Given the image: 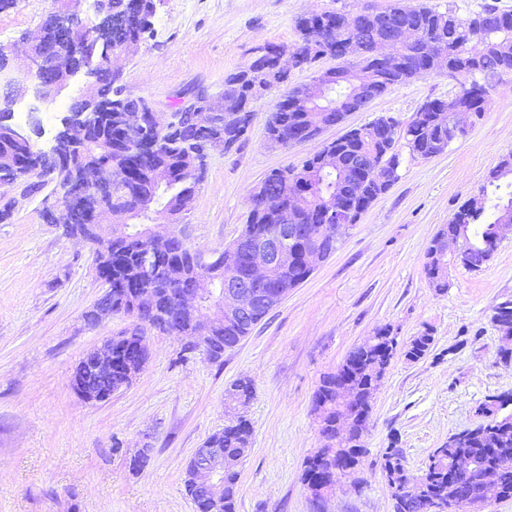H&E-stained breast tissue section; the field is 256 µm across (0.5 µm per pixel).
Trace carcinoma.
<instances>
[{
	"instance_id": "obj_1",
	"label": "carcinoma",
	"mask_w": 512,
	"mask_h": 512,
	"mask_svg": "<svg viewBox=\"0 0 512 512\" xmlns=\"http://www.w3.org/2000/svg\"><path fill=\"white\" fill-rule=\"evenodd\" d=\"M133 0H105V8L112 17V34L107 41L89 36L82 48L85 60H112L114 67L122 69L123 61L118 50L127 43L142 39L151 26L153 4L142 0L138 9L132 7ZM389 14L388 22L381 21L369 26L361 20H354L346 13L335 10L323 11L300 16L296 19L295 29L298 43L289 53L299 57V64L308 67L319 60L313 43L336 46L351 41L362 44L365 54L359 60L360 71L369 73L372 78L373 96L378 97L390 87L409 82L415 78L442 71L453 72L460 78V93L471 96V106L477 117H482L488 83L504 72L512 71V13L487 8L470 19H461L451 12H440L425 4L411 5L396 3L384 9ZM44 33L43 47L50 52L65 51L68 40L58 25L57 12H52L39 25ZM409 30L413 33L410 41L400 45L398 62L390 64L372 53L377 39ZM94 81L90 93L104 112L117 109L135 111L146 107V99L125 93L123 87L111 81L104 71L92 70ZM227 86L240 85L242 106L250 116H255L252 104L254 91L258 87L267 90L274 88L270 75L260 65H255L253 72L246 74L235 70L224 75ZM288 99L277 105L267 122L268 140L288 145V136L294 130L307 123L310 116L322 122L336 120L334 112L307 111L303 99L299 98L300 88L285 90ZM354 101L353 90L349 86H337L328 95V104L349 107ZM454 101L435 99L425 102L415 113L414 118L403 129L391 117L382 116L361 127L355 135H342L336 139L334 154L338 165L332 171L318 170L319 161L309 157L301 166L285 167L271 171L260 183L258 192L254 193L253 211L249 212L243 237H250L254 230L263 224L279 223L278 214L266 210L274 197L288 203V182L281 173L292 175L293 185H301L308 191L306 208L296 209L294 213L302 224H322L324 218L322 207L328 199L341 203H351V219L345 224L344 231H349L358 223L361 215L379 195L385 193L399 179L400 154L391 148L393 141L404 140L410 153L414 156H432L444 152L436 143L448 138V128L439 124L440 113L450 110ZM246 116L224 119V150H229L245 138L243 134ZM212 137L209 128L197 123L193 114L184 113L181 126L166 131L158 136L156 148L149 154L134 155L135 132L107 120L102 128L92 136L79 154L56 159L52 155H43L32 142H11L0 139V159L8 156L13 164L35 173L36 180L43 184H52L63 177L67 166H79L83 163H99L119 167L129 172L130 187L121 198L125 204L134 209L139 202V194L144 193L154 198L153 206L161 207L182 193H195L199 181L192 171L194 161L199 158L202 145ZM369 157L380 164L378 174L370 177L365 171L363 159ZM163 166L169 170L167 181L155 184L153 170ZM512 176V155L500 160L491 168L485 183L480 187L478 198L494 196L491 211H486L485 204L475 205L474 201L464 204L454 215L453 220L440 228L446 232L453 229L454 221L465 225L468 232L466 240L472 250V261L486 264L490 261L485 254L486 246L496 235L499 213L502 208H512V182L503 181ZM96 262L105 263L112 268V312L129 315L133 312V300L137 293L151 291L156 297L157 313L153 319L154 328L169 336H189L191 328L188 321L172 322L169 315L175 289L163 282V268L172 261L182 265L184 280L181 288L199 284L205 272L196 269L194 254L197 249L180 243L157 251L153 261L143 264L139 252V240L136 231L112 236V244L105 246L99 241L92 246ZM425 274L432 288L443 292L448 288V274L445 267L432 257V250H427ZM310 273L300 265L293 263L286 269L273 273L272 288L279 298H284L288 291L303 283ZM275 302L257 303L242 318L224 324L218 332L220 338L210 343L207 357L217 360L222 352L238 345L249 336L254 328L273 308ZM498 317L506 321L496 329L512 336V301H506L493 309ZM379 340L373 345H359L345 356L340 367L352 373V381L360 391L368 390L370 369L376 362L392 359L395 349L391 347V330L383 327L377 330ZM435 337L425 330L403 344L404 356L412 361L423 359L432 349ZM112 351L115 365L112 367V387L118 388L125 383L124 366L127 360L139 356L142 347L131 336L112 337ZM322 408L320 434L329 440L336 437V419L342 411L336 406V374L328 373L320 379L313 394L312 409ZM512 418V413L483 412L482 424H493L502 430L504 439L500 443L502 454L512 460V422H503V417ZM253 430L248 419L242 417L224 426V430L207 438L224 449L229 457L236 460L232 468L224 471V497L208 505L211 512H236L242 464L251 451ZM452 441L445 442L439 448L440 456L429 455L426 480L430 484V493L440 492L448 480L445 466L448 459V447ZM471 452L486 466L499 469V482L503 497H512V464L500 466V457L496 453L485 451L486 445L476 439L469 445ZM456 482L460 491L472 494L480 491V472L469 471L460 474ZM394 512H427V503L403 496L394 497Z\"/></svg>"
}]
</instances>
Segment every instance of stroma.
I'll use <instances>...</instances> for the list:
<instances>
[{
    "label": "stroma",
    "mask_w": 512,
    "mask_h": 512,
    "mask_svg": "<svg viewBox=\"0 0 512 512\" xmlns=\"http://www.w3.org/2000/svg\"><path fill=\"white\" fill-rule=\"evenodd\" d=\"M393 2L162 0L150 33L124 59L122 85L166 112L197 90L222 92L225 74L245 66L258 47L296 44L297 17L382 10ZM53 9L54 0H14L0 11V44L23 56V34ZM85 82L77 73L50 102L30 90L18 96L15 122L28 123L33 113L41 122L37 147L49 149ZM459 91V82L444 74L393 86L324 129L320 141L381 116L406 125L425 101ZM488 92L482 119L444 153L423 159L397 143L399 179L335 253L220 361L183 352L177 337L148 331L150 355L141 373L99 403L76 394L74 369L131 321L117 316L101 327L84 325L83 314L102 292L92 249L43 222L41 197L25 201L0 223V512H195L184 488L188 463L227 424L225 394L241 378L253 385L240 406L253 443L240 468L238 512H314L301 481L305 458L325 444L313 394L323 374L384 326L402 343L431 331L434 346L415 362L395 354L373 402L357 477L339 479L324 508L393 512L382 470L390 441L402 448L410 472L421 475L434 448L478 422L488 397L512 394V364L500 361L491 322L494 307L512 301V236L480 270L449 264L445 292L431 288L424 272L434 235L512 154V72ZM280 95L269 91L255 106L246 139L208 159L185 219L196 248L223 250L241 233L264 177L317 150L319 141L268 144L266 123ZM145 446L151 462L133 472L131 460Z\"/></svg>",
    "instance_id": "1"
}]
</instances>
